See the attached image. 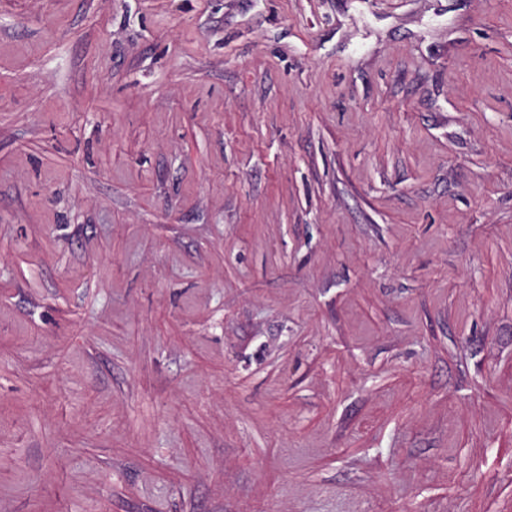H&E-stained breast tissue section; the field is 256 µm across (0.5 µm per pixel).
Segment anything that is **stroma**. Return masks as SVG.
<instances>
[{
  "label": "stroma",
  "instance_id": "obj_1",
  "mask_svg": "<svg viewBox=\"0 0 512 512\" xmlns=\"http://www.w3.org/2000/svg\"><path fill=\"white\" fill-rule=\"evenodd\" d=\"M0 512H512V0H0Z\"/></svg>",
  "mask_w": 512,
  "mask_h": 512
}]
</instances>
